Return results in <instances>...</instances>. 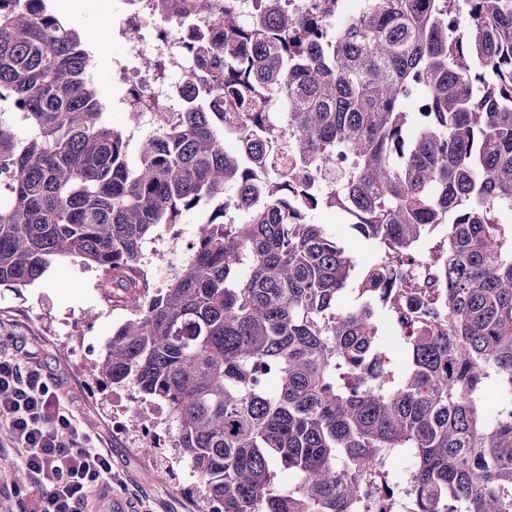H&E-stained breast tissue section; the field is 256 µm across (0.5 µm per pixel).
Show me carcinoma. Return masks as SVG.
I'll return each mask as SVG.
<instances>
[{"label":"carcinoma","instance_id":"1","mask_svg":"<svg viewBox=\"0 0 512 512\" xmlns=\"http://www.w3.org/2000/svg\"><path fill=\"white\" fill-rule=\"evenodd\" d=\"M24 2L0 0V286L71 258L126 290L98 373L167 409L207 512H512V0H366L340 26L336 0H155L198 66L134 165L94 31ZM347 207L388 262L315 220ZM203 208L139 292L155 228ZM433 235L418 296L392 260Z\"/></svg>","mask_w":512,"mask_h":512}]
</instances>
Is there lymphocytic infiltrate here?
<instances>
[{
    "label": "lymphocytic infiltrate",
    "instance_id": "lymphocytic-infiltrate-1",
    "mask_svg": "<svg viewBox=\"0 0 512 512\" xmlns=\"http://www.w3.org/2000/svg\"><path fill=\"white\" fill-rule=\"evenodd\" d=\"M0 419L44 488L29 512H92L93 491L112 483V462L80 435L41 369L0 357Z\"/></svg>",
    "mask_w": 512,
    "mask_h": 512
}]
</instances>
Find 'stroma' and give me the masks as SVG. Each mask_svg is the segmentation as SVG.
<instances>
[{
  "mask_svg": "<svg viewBox=\"0 0 512 512\" xmlns=\"http://www.w3.org/2000/svg\"><path fill=\"white\" fill-rule=\"evenodd\" d=\"M124 7L123 0H88L83 10L66 13L65 19L96 31L108 45L107 51L93 53L95 75L108 98L106 120L126 135L128 159L134 162L145 134L127 124L126 89L115 82L116 61L129 56L130 37L117 24ZM197 229L194 217L160 227L145 246L149 267L165 268L169 249L187 252ZM127 314L122 292L99 269L68 258L57 260L23 292L0 286V357L40 367L79 433L111 455L112 488L95 497L97 512H204L198 479L176 448V422L169 419L157 426L145 420L131 427L136 386L102 387L94 377L104 341ZM155 433L160 445L155 454H145L143 447ZM41 492L26 476L21 454L0 421V503L21 512Z\"/></svg>",
  "mask_w": 512,
  "mask_h": 512,
  "instance_id": "1",
  "label": "stroma"
}]
</instances>
